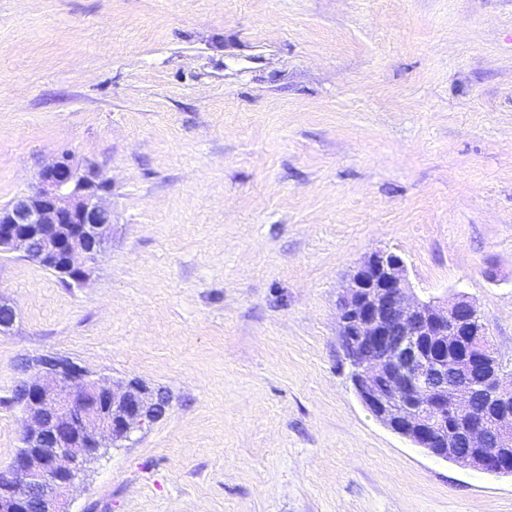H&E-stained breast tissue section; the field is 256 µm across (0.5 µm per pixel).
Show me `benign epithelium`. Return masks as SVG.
<instances>
[{"label":"benign epithelium","instance_id":"benign-epithelium-1","mask_svg":"<svg viewBox=\"0 0 512 512\" xmlns=\"http://www.w3.org/2000/svg\"><path fill=\"white\" fill-rule=\"evenodd\" d=\"M107 180L62 155L0 207V255L33 257L85 283L112 236ZM357 396L386 429L427 455L488 474L512 472V371L468 301L421 300L394 252L373 253L336 304ZM12 402L21 445L0 470V512H70L67 493L108 448L152 423L150 401L67 358L37 361Z\"/></svg>","mask_w":512,"mask_h":512}]
</instances>
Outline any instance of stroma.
<instances>
[{"label": "stroma", "mask_w": 512, "mask_h": 512, "mask_svg": "<svg viewBox=\"0 0 512 512\" xmlns=\"http://www.w3.org/2000/svg\"><path fill=\"white\" fill-rule=\"evenodd\" d=\"M112 182L83 287L0 257V469L26 361L166 392L71 512H512V475L362 406L336 300L374 251L512 370V0H0V206Z\"/></svg>", "instance_id": "stroma-1"}]
</instances>
